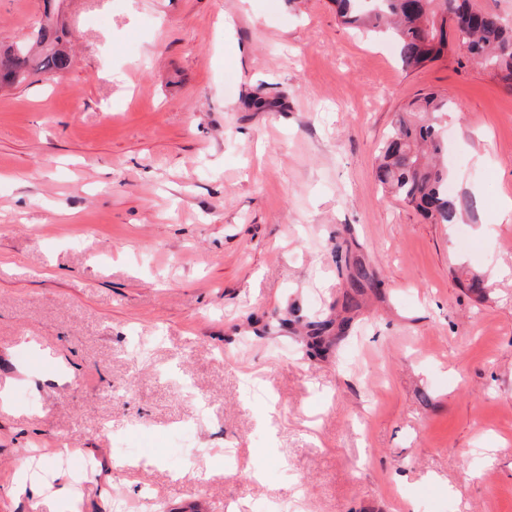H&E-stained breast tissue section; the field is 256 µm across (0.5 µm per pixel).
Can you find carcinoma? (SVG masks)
Instances as JSON below:
<instances>
[{"instance_id": "cac0c4a2", "label": "carcinoma", "mask_w": 512, "mask_h": 512, "mask_svg": "<svg viewBox=\"0 0 512 512\" xmlns=\"http://www.w3.org/2000/svg\"><path fill=\"white\" fill-rule=\"evenodd\" d=\"M343 23L366 34H389L398 46L401 63L417 69L441 59L450 41L465 48L466 61L488 71L512 93V26L474 8L471 0H336ZM67 33L52 24L39 26L35 43L0 46V87L45 72L68 71L73 58L65 49ZM448 111V99L429 92L414 98L382 145L375 176L385 188L436 224H455L462 202L448 194L447 148L436 123ZM372 283V274L359 259L352 263L348 305Z\"/></svg>"}]
</instances>
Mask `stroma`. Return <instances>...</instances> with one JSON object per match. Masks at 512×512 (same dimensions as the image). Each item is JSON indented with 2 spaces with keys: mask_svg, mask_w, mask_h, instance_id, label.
I'll use <instances>...</instances> for the list:
<instances>
[{
  "mask_svg": "<svg viewBox=\"0 0 512 512\" xmlns=\"http://www.w3.org/2000/svg\"><path fill=\"white\" fill-rule=\"evenodd\" d=\"M41 5L0 0V43ZM62 12L72 68L0 89V512H512V93L404 69L333 0ZM427 91L474 221L375 180ZM62 442L94 462L67 501ZM351 269L350 288H352L353 292L348 294V305L357 307V296L362 294L363 288L371 285L373 278L366 265L360 259L353 261Z\"/></svg>",
  "mask_w": 512,
  "mask_h": 512,
  "instance_id": "35a3bbf8",
  "label": "stroma"
}]
</instances>
